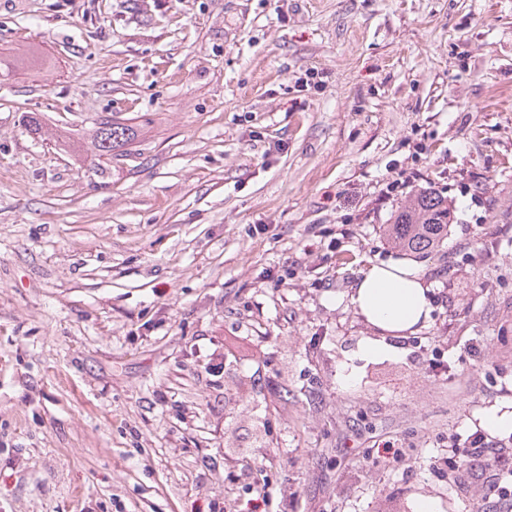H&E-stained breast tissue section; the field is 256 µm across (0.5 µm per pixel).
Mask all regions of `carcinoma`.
Wrapping results in <instances>:
<instances>
[{
    "label": "carcinoma",
    "instance_id": "carcinoma-1",
    "mask_svg": "<svg viewBox=\"0 0 512 512\" xmlns=\"http://www.w3.org/2000/svg\"><path fill=\"white\" fill-rule=\"evenodd\" d=\"M105 127L106 123H98L92 145L96 155L110 159L131 141L134 132L131 126L120 122L112 123L109 133ZM454 219L448 198L432 188L424 189L395 212L386 235L393 246L405 252L429 254L443 246Z\"/></svg>",
    "mask_w": 512,
    "mask_h": 512
}]
</instances>
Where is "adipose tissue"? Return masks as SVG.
I'll return each mask as SVG.
<instances>
[{"instance_id":"1","label":"adipose tissue","mask_w":512,"mask_h":512,"mask_svg":"<svg viewBox=\"0 0 512 512\" xmlns=\"http://www.w3.org/2000/svg\"><path fill=\"white\" fill-rule=\"evenodd\" d=\"M430 290V283L413 263L398 260L370 265L357 280L350 300L379 336L364 342L360 357H380L386 352L383 336H403L422 326L430 317Z\"/></svg>"}]
</instances>
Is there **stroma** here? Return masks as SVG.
Segmentation results:
<instances>
[{
    "mask_svg": "<svg viewBox=\"0 0 512 512\" xmlns=\"http://www.w3.org/2000/svg\"><path fill=\"white\" fill-rule=\"evenodd\" d=\"M0 59V512H507L431 462L512 456V0H0ZM427 187L430 318L355 359ZM111 125L112 131L106 133L107 130L104 127ZM133 136V129L129 125L114 121H112V124L100 122L94 133L93 149L99 157L112 159V154L116 156V152L120 148H124ZM454 219L447 197L432 188L424 189L395 212L385 232L394 247L424 255L443 246ZM479 425L492 433L512 432V410L490 406L477 416Z\"/></svg>",
    "mask_w": 512,
    "mask_h": 512,
    "instance_id": "35a3bbf8",
    "label": "stroma"
}]
</instances>
